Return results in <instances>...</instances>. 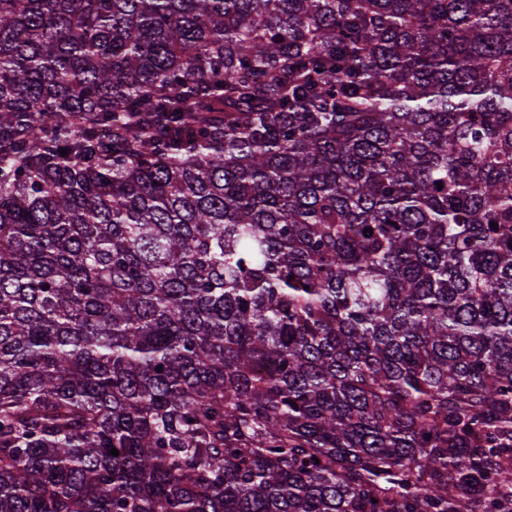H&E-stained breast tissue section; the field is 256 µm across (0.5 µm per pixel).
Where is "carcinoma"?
Returning a JSON list of instances; mask_svg holds the SVG:
<instances>
[{"label": "carcinoma", "mask_w": 512, "mask_h": 512, "mask_svg": "<svg viewBox=\"0 0 512 512\" xmlns=\"http://www.w3.org/2000/svg\"><path fill=\"white\" fill-rule=\"evenodd\" d=\"M0 512H512V0H0Z\"/></svg>", "instance_id": "obj_1"}]
</instances>
